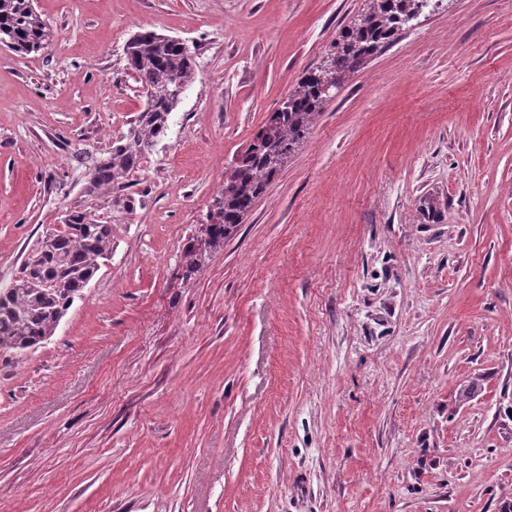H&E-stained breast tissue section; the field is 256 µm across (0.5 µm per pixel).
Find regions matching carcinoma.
<instances>
[{
	"label": "carcinoma",
	"mask_w": 512,
	"mask_h": 512,
	"mask_svg": "<svg viewBox=\"0 0 512 512\" xmlns=\"http://www.w3.org/2000/svg\"><path fill=\"white\" fill-rule=\"evenodd\" d=\"M417 8L416 0H368L358 22L345 26L332 44L336 73L352 72L390 44ZM52 31L32 0H0V40L22 55L49 45ZM124 52L140 91L146 93L122 143L89 167L83 184L86 204L66 210L63 229L33 244L6 288H0V350L20 352L54 334L67 310L112 255V224L133 213L128 191L146 153L169 130L170 115L196 75L189 47L155 31L137 32ZM322 72L311 71L288 95V109L269 117L256 139L271 138L290 152L306 138L328 103L321 93ZM224 179L214 199L218 221L207 228L205 246L221 250L243 217L283 167L278 152L251 146Z\"/></svg>",
	"instance_id": "cac0c4a2"
}]
</instances>
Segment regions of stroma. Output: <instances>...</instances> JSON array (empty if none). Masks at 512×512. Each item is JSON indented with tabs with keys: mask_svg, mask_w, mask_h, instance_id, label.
I'll return each mask as SVG.
<instances>
[{
	"mask_svg": "<svg viewBox=\"0 0 512 512\" xmlns=\"http://www.w3.org/2000/svg\"><path fill=\"white\" fill-rule=\"evenodd\" d=\"M366 6L36 0L52 43H0L2 284L143 109L130 35L198 61L111 259L55 336L0 352V512L512 503V0L424 9L205 250L238 158Z\"/></svg>",
	"mask_w": 512,
	"mask_h": 512,
	"instance_id": "obj_1",
	"label": "stroma"
}]
</instances>
